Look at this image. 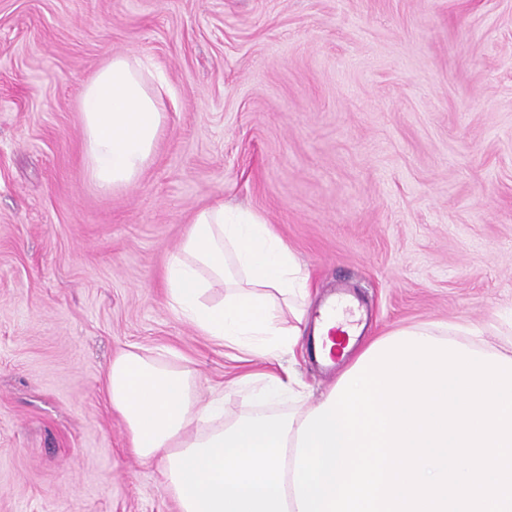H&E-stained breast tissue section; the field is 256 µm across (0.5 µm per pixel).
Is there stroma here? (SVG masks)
<instances>
[{"label": "stroma", "mask_w": 512, "mask_h": 512, "mask_svg": "<svg viewBox=\"0 0 512 512\" xmlns=\"http://www.w3.org/2000/svg\"><path fill=\"white\" fill-rule=\"evenodd\" d=\"M165 77L136 183L92 181L80 96L113 56ZM257 210L368 342L512 345V0H0V512H178L105 394L170 349L244 407L267 371L184 321L168 260L202 208Z\"/></svg>", "instance_id": "35a3bbf8"}]
</instances>
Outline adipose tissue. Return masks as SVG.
<instances>
[{"instance_id":"obj_1","label":"adipose tissue","mask_w":512,"mask_h":512,"mask_svg":"<svg viewBox=\"0 0 512 512\" xmlns=\"http://www.w3.org/2000/svg\"><path fill=\"white\" fill-rule=\"evenodd\" d=\"M163 78L135 54L113 57L85 85L84 147L97 186L133 185L153 152ZM165 282L179 314L242 355L275 360L302 337L313 291L293 250L265 217L221 203L194 216ZM222 298H211L214 288ZM246 407L224 415V395L201 401L193 372L130 347L112 359L107 392L136 456L163 461L178 512H299L293 484L298 428L314 407L292 376L250 374Z\"/></svg>"}]
</instances>
